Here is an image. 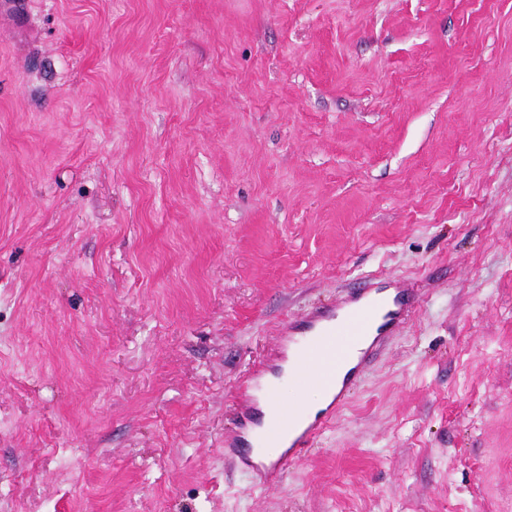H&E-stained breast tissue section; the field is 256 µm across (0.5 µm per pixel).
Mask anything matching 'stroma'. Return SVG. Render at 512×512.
I'll list each match as a JSON object with an SVG mask.
<instances>
[{"instance_id":"1","label":"stroma","mask_w":512,"mask_h":512,"mask_svg":"<svg viewBox=\"0 0 512 512\" xmlns=\"http://www.w3.org/2000/svg\"><path fill=\"white\" fill-rule=\"evenodd\" d=\"M373 279L251 487L239 383ZM0 512H512V0H0ZM387 290L365 288L352 300L336 304L334 310L317 306L302 320L288 325L280 345L281 352L289 358L288 380L281 386L266 387L264 403L268 421L259 434L262 446L286 449L267 463L256 465L238 454L240 451L235 448V443L224 442V455L240 457L243 466L251 472L253 487L269 488L280 484L288 463L311 450L316 437L360 385L361 375L376 351L404 323L412 306L408 289L394 290L393 293ZM378 320L381 323L373 333ZM345 322L355 334L365 336L366 347H361L359 341L350 345L343 342L340 336H344V326L338 323ZM352 353L357 355L358 361L354 367L353 361L342 363V375L352 369L340 382L337 360ZM307 389L330 396L329 402L320 393L304 395L302 401L312 417L321 410L313 419L306 418L300 403L284 397L288 396V390L300 392ZM287 440L288 445L285 444Z\"/></svg>"}]
</instances>
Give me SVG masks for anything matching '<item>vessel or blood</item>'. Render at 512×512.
Here are the masks:
<instances>
[{"mask_svg": "<svg viewBox=\"0 0 512 512\" xmlns=\"http://www.w3.org/2000/svg\"><path fill=\"white\" fill-rule=\"evenodd\" d=\"M411 306L408 290L390 293L367 288L336 308L314 307L302 320L289 324L280 345L289 360V376L284 385L265 388L268 421L263 429H256L254 419V391L260 386L263 369L247 376L234 396L239 429L258 432L262 446L278 451L266 463L246 462L253 486L279 485L289 462L310 451L316 437L359 386L376 351L404 323ZM352 353L357 356L355 366L346 376H339L338 359ZM307 389L330 397L327 407L311 419L300 403L287 398L288 392Z\"/></svg>", "mask_w": 512, "mask_h": 512, "instance_id": "vessel-or-blood-1", "label": "vessel or blood"}]
</instances>
